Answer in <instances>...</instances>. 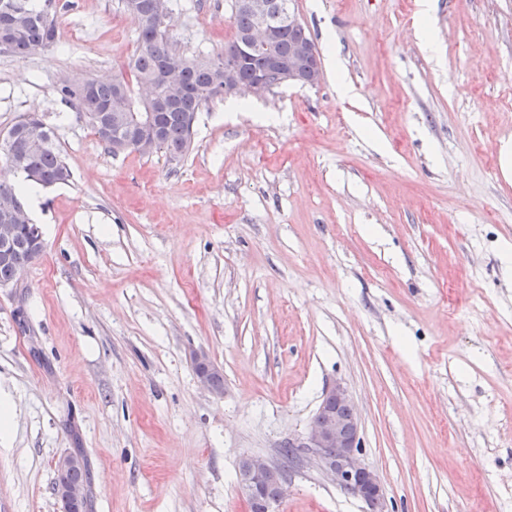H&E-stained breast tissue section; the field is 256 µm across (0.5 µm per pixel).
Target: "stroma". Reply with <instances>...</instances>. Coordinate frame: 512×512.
Instances as JSON below:
<instances>
[{"instance_id":"stroma-1","label":"stroma","mask_w":512,"mask_h":512,"mask_svg":"<svg viewBox=\"0 0 512 512\" xmlns=\"http://www.w3.org/2000/svg\"><path fill=\"white\" fill-rule=\"evenodd\" d=\"M118 0H60L43 54L0 56V131L51 125L71 176L38 189L44 252L0 288V512H62L81 450L90 512H244L236 472L284 470L278 512H369L286 462L343 383L388 512H512V0H291L316 86L215 100L180 164L108 153L59 100L136 38ZM186 53H220L225 0H177ZM205 352L224 393L203 390ZM192 359L194 365H197L198 367L196 370V377L200 386L213 394H220L215 390L224 391L223 375H213L212 386L211 375L213 373H221L219 367L216 366L204 352H195L192 356ZM85 456L82 455V463L77 467L71 469L72 467L77 465L79 459L70 452L65 453L64 455L57 458L55 462V471L57 475L60 477V480L56 486V495L61 501L62 504H69L71 502H75L78 499H82L87 495V492L82 488L77 487L72 483H78L87 488V485L91 484L90 470L88 466L87 459L85 460ZM71 469V470H70ZM70 470V471H69ZM69 472V473H68ZM68 473V479L63 480Z\"/></svg>"}]
</instances>
